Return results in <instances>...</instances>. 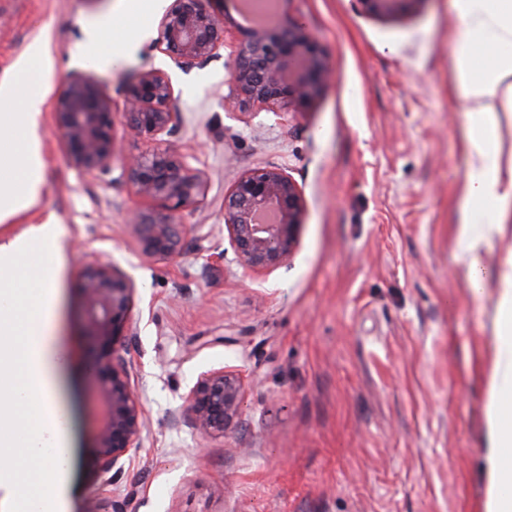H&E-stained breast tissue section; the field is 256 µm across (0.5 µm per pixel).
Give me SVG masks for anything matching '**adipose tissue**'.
Segmentation results:
<instances>
[{
    "instance_id": "adipose-tissue-1",
    "label": "adipose tissue",
    "mask_w": 512,
    "mask_h": 512,
    "mask_svg": "<svg viewBox=\"0 0 512 512\" xmlns=\"http://www.w3.org/2000/svg\"><path fill=\"white\" fill-rule=\"evenodd\" d=\"M455 10L468 22L459 36L458 74L475 122L464 197L495 198L503 221L512 207V155L499 149L500 118L483 99L497 96L512 112V56L491 53L478 62L472 47L482 36L512 45V0H455ZM49 68L45 47L35 43L16 72L0 76V100L12 98L20 79L30 85L20 111L0 113V512L72 509L76 460L63 392L70 357L54 325L66 232L59 224H31L17 234L4 229L46 181L39 126ZM496 323L483 512H512V274L499 290Z\"/></svg>"
}]
</instances>
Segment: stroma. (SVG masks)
<instances>
[{"label":"stroma","mask_w":512,"mask_h":512,"mask_svg":"<svg viewBox=\"0 0 512 512\" xmlns=\"http://www.w3.org/2000/svg\"><path fill=\"white\" fill-rule=\"evenodd\" d=\"M0 0V73L47 43L39 134L47 178L9 231L68 229L58 332L71 354L78 487L74 512H483L485 410L501 275L512 272V220L488 234L498 204L463 201L468 103L459 87L452 0L374 16L360 0H290L283 17L319 40L331 74L300 113L224 106L245 22L224 4V51L182 73L152 46L168 0ZM103 59L84 51L106 19ZM170 71L177 143L195 154L206 197L181 257L142 258L127 216L155 209L128 181L79 174L53 115L64 75L83 72L123 103L139 72ZM285 169L305 209L281 267L255 273L224 238V196L243 172ZM473 222L459 230L462 207ZM483 239L479 251L470 241ZM111 257L134 282L120 349L138 386L147 437L118 491L102 488L93 445L102 402L96 345L80 322V258ZM490 273L483 295L470 263ZM241 372L238 419L199 437L183 397L199 373Z\"/></svg>","instance_id":"35a3bbf8"}]
</instances>
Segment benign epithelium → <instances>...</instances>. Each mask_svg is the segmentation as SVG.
<instances>
[{
	"label": "benign epithelium",
	"instance_id": "benign-epithelium-1",
	"mask_svg": "<svg viewBox=\"0 0 512 512\" xmlns=\"http://www.w3.org/2000/svg\"><path fill=\"white\" fill-rule=\"evenodd\" d=\"M221 0H170L154 46L174 67L187 72L220 57L224 48V19L205 3ZM367 11L384 16L408 0H359ZM330 73L329 59L316 37L297 23L280 22L239 32L231 94L224 104L263 110L302 112ZM174 84L169 72L150 69L130 81L123 91L127 129L154 142L146 153L123 166L135 195L160 202L163 210H135L129 230L141 254L170 259L181 254L200 224L183 222V211L203 200L204 173L197 158L168 140L182 115L171 110ZM59 132L72 165L96 177L112 172L116 133L112 101L79 71L63 77L53 103ZM303 197L288 173L277 166L241 174L224 196V235L237 262L253 271L283 265L293 253L302 225ZM86 313L85 335L95 340V373L100 381L103 418L95 441L98 478L118 493L117 478L145 440V424L134 381L118 342L124 336L134 304L131 279L109 260L84 266L81 278ZM245 382L238 372L210 370L198 375L184 397L185 413L203 437L223 433L240 415Z\"/></svg>",
	"mask_w": 512,
	"mask_h": 512
}]
</instances>
